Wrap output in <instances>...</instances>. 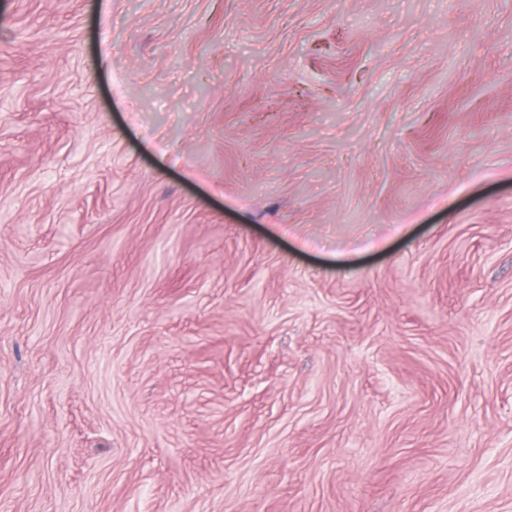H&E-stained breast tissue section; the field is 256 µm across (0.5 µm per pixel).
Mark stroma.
I'll return each instance as SVG.
<instances>
[{
    "instance_id": "obj_1",
    "label": "stroma",
    "mask_w": 512,
    "mask_h": 512,
    "mask_svg": "<svg viewBox=\"0 0 512 512\" xmlns=\"http://www.w3.org/2000/svg\"><path fill=\"white\" fill-rule=\"evenodd\" d=\"M0 512H512V0H0Z\"/></svg>"
}]
</instances>
